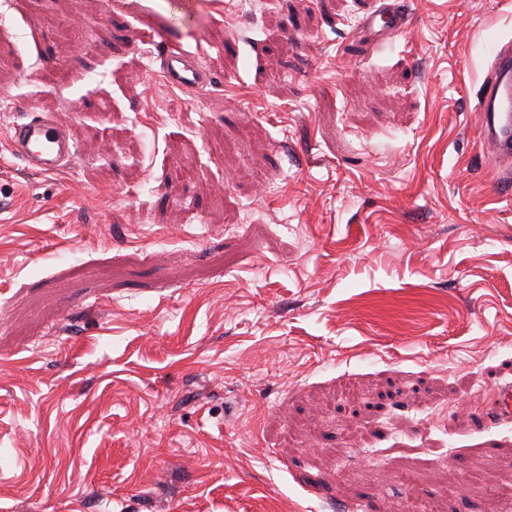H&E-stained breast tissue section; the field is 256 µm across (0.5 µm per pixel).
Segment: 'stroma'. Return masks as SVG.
I'll list each match as a JSON object with an SVG mask.
<instances>
[{
    "mask_svg": "<svg viewBox=\"0 0 512 512\" xmlns=\"http://www.w3.org/2000/svg\"><path fill=\"white\" fill-rule=\"evenodd\" d=\"M407 2L379 46V0L0 7V512H490L512 198L475 104L512 0ZM35 110L54 175L8 149ZM379 9V19L377 15H367L361 21V32L373 39L385 42L399 34L409 21L408 14L402 6L398 4V0H382ZM161 71L166 82L181 91L202 88L210 82L197 59L180 49H170L161 57ZM9 145L13 155L35 174L61 171L73 158L75 147L65 126L51 115L32 114L10 124Z\"/></svg>",
    "mask_w": 512,
    "mask_h": 512,
    "instance_id": "stroma-1",
    "label": "stroma"
}]
</instances>
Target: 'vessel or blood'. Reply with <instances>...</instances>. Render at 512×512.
I'll list each match as a JSON object with an SVG mask.
<instances>
[{
	"mask_svg": "<svg viewBox=\"0 0 512 512\" xmlns=\"http://www.w3.org/2000/svg\"><path fill=\"white\" fill-rule=\"evenodd\" d=\"M408 21L398 0H382L378 15L365 16L360 29L385 42L399 34ZM488 56L489 66L476 103L481 114V146L489 161L495 193L508 194L512 192V39L489 43ZM161 71L166 82L181 91L204 87L210 81L197 59L180 49L163 54ZM9 145L26 169L39 175L58 173L75 152L65 126L46 114L11 123ZM490 415L500 423L512 422L511 381L496 385Z\"/></svg>",
	"mask_w": 512,
	"mask_h": 512,
	"instance_id": "b4317fda",
	"label": "vessel or blood"
}]
</instances>
